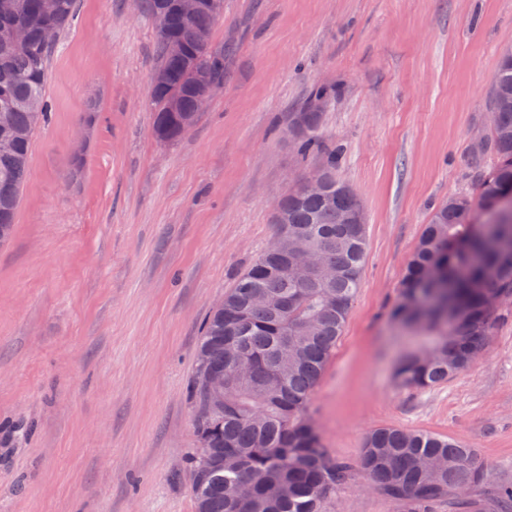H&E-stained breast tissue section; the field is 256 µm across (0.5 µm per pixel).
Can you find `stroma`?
Masks as SVG:
<instances>
[{
    "label": "stroma",
    "mask_w": 512,
    "mask_h": 512,
    "mask_svg": "<svg viewBox=\"0 0 512 512\" xmlns=\"http://www.w3.org/2000/svg\"><path fill=\"white\" fill-rule=\"evenodd\" d=\"M224 86L172 144L152 134V26L137 0H79L49 66L15 233L0 246V512H195L188 383L203 320L269 246L299 159L288 116L315 85L341 180L360 197L362 286L309 404L355 461L399 426L476 448L512 480V324L475 367L426 391L394 373L392 323L432 210L470 191L512 0H224ZM85 133L81 155L72 144ZM332 512H398L355 477Z\"/></svg>",
    "instance_id": "obj_1"
}]
</instances>
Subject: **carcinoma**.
I'll use <instances>...</instances> for the list:
<instances>
[{"mask_svg":"<svg viewBox=\"0 0 512 512\" xmlns=\"http://www.w3.org/2000/svg\"><path fill=\"white\" fill-rule=\"evenodd\" d=\"M0 8V97L12 101L0 111V132L21 129L26 137L8 154L0 152V244L13 235L16 210L27 181L34 138L45 124V97L53 48L40 36L49 18L42 0H13ZM58 34L73 19L78 0H57ZM215 18L206 5L189 21L173 15L165 34L154 33L155 68L169 82L150 90L155 139L172 144L198 123L197 93L204 83L224 86V45L212 38ZM23 27L26 45L8 46L4 33ZM180 44L173 55L169 44ZM181 111L167 109L170 99ZM35 100L39 111L28 103ZM323 107L336 101V88L309 90L291 125L296 153L325 152L323 165L301 177L317 176L321 194L291 188L278 210L288 223L275 225L277 247L264 251L224 295L203 324L189 392L193 428L209 463L189 462L196 512H328L336 491L359 471L402 512H434L448 501L452 512H512V482L483 497L472 494L488 480L477 450L440 434L396 427L366 433L356 465L336 459L323 446L308 406L341 336L362 285L367 255L366 224H343L339 217L364 213L354 190L336 174L342 148L325 146ZM492 124L484 152L494 163L482 171L471 193H456L432 212L407 265L390 319L422 338L397 369L400 387L426 390L477 364L490 338L512 322V48L500 52L491 79ZM308 249L329 279L307 274L291 280L286 268ZM248 374L216 404L203 385L206 368L232 376L236 357Z\"/></svg>","mask_w":512,"mask_h":512,"instance_id":"carcinoma-1","label":"carcinoma"}]
</instances>
